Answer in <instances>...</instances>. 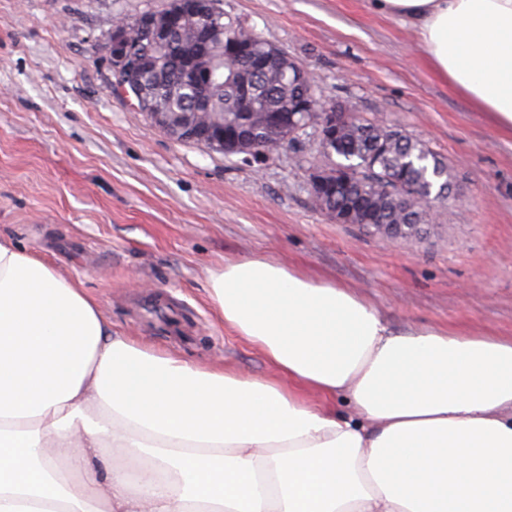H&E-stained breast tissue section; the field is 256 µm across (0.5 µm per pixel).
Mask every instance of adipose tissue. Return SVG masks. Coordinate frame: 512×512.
<instances>
[{"instance_id": "1", "label": "adipose tissue", "mask_w": 512, "mask_h": 512, "mask_svg": "<svg viewBox=\"0 0 512 512\" xmlns=\"http://www.w3.org/2000/svg\"><path fill=\"white\" fill-rule=\"evenodd\" d=\"M369 2L512 137V0ZM208 285L274 378L113 335L79 282L0 234V512H512V336L397 333L262 258Z\"/></svg>"}]
</instances>
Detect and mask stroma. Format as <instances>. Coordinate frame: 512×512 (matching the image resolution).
<instances>
[{
    "label": "stroma",
    "instance_id": "stroma-1",
    "mask_svg": "<svg viewBox=\"0 0 512 512\" xmlns=\"http://www.w3.org/2000/svg\"><path fill=\"white\" fill-rule=\"evenodd\" d=\"M168 0H0V232L81 282L138 346L254 378L264 356L224 328L210 272L249 258L354 288L389 327L512 336V139L369 0H224L327 101L401 126L448 166L452 198L408 243L311 204L313 139L259 163L178 143L112 93L116 18Z\"/></svg>",
    "mask_w": 512,
    "mask_h": 512
}]
</instances>
